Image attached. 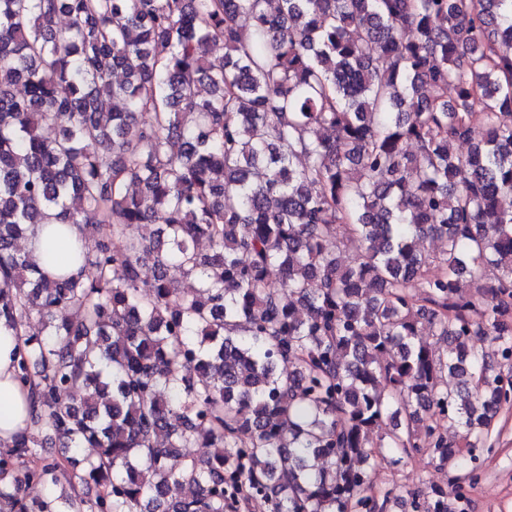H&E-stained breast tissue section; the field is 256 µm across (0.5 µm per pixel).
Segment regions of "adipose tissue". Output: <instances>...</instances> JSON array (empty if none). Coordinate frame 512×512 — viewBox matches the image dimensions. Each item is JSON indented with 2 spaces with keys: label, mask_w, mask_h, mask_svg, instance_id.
Masks as SVG:
<instances>
[{
  "label": "adipose tissue",
  "mask_w": 512,
  "mask_h": 512,
  "mask_svg": "<svg viewBox=\"0 0 512 512\" xmlns=\"http://www.w3.org/2000/svg\"><path fill=\"white\" fill-rule=\"evenodd\" d=\"M81 234L74 224L31 225L23 249L51 274L74 275L80 265L73 250ZM21 338L5 319H0V445L7 447L27 430L28 391L14 377V363Z\"/></svg>",
  "instance_id": "ef3b65f1"
}]
</instances>
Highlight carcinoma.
Returning <instances> with one entry per match:
<instances>
[{
	"label": "carcinoma",
	"mask_w": 512,
	"mask_h": 512,
	"mask_svg": "<svg viewBox=\"0 0 512 512\" xmlns=\"http://www.w3.org/2000/svg\"><path fill=\"white\" fill-rule=\"evenodd\" d=\"M511 198L512 0H0V317L30 427L94 449L52 497L20 436L0 512H386L374 456L512 406ZM32 224L109 233L52 278Z\"/></svg>",
	"instance_id": "cac0c4a2"
}]
</instances>
